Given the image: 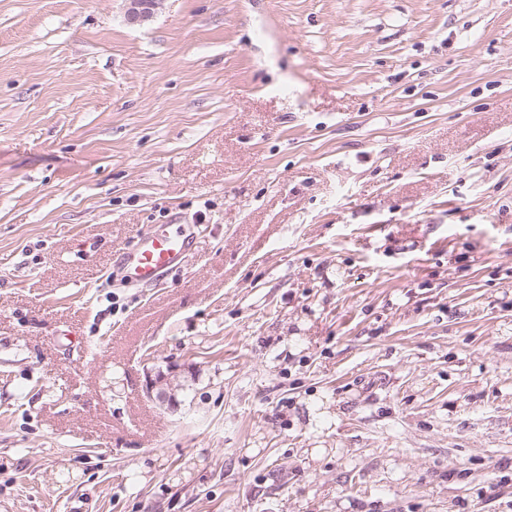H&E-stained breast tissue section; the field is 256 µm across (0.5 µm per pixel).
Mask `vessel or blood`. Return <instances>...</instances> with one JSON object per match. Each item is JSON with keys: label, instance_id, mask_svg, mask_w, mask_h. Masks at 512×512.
I'll list each match as a JSON object with an SVG mask.
<instances>
[{"label": "vessel or blood", "instance_id": "obj_1", "mask_svg": "<svg viewBox=\"0 0 512 512\" xmlns=\"http://www.w3.org/2000/svg\"><path fill=\"white\" fill-rule=\"evenodd\" d=\"M189 243L182 229H147L137 234L121 258V269L128 280L145 283L172 269Z\"/></svg>", "mask_w": 512, "mask_h": 512}]
</instances>
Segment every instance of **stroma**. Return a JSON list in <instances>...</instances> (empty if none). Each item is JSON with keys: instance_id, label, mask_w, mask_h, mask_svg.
Segmentation results:
<instances>
[{"instance_id": "stroma-1", "label": "stroma", "mask_w": 512, "mask_h": 512, "mask_svg": "<svg viewBox=\"0 0 512 512\" xmlns=\"http://www.w3.org/2000/svg\"><path fill=\"white\" fill-rule=\"evenodd\" d=\"M0 512H512V0H0ZM188 243L181 227L175 231L147 229L138 233L131 247L122 254L121 269L130 281H152L179 262Z\"/></svg>"}]
</instances>
